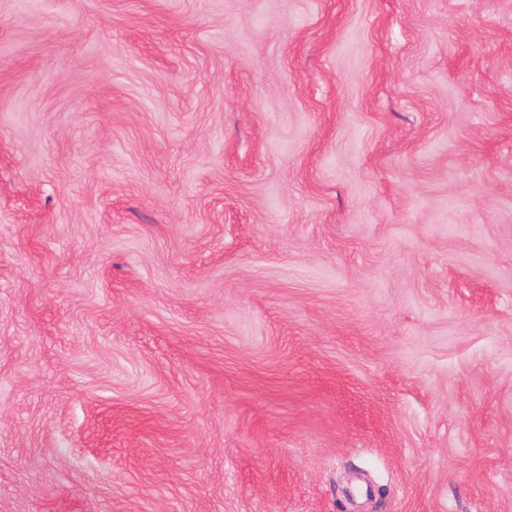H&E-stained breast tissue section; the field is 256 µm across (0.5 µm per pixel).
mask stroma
Segmentation results:
<instances>
[{
  "mask_svg": "<svg viewBox=\"0 0 512 512\" xmlns=\"http://www.w3.org/2000/svg\"><path fill=\"white\" fill-rule=\"evenodd\" d=\"M0 512H512V0H0Z\"/></svg>",
  "mask_w": 512,
  "mask_h": 512,
  "instance_id": "stroma-1",
  "label": "stroma"
}]
</instances>
